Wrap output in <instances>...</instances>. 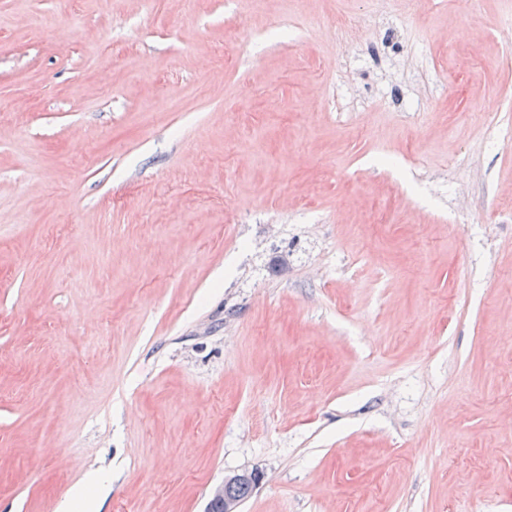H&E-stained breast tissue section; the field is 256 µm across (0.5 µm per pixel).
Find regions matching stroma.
<instances>
[{
    "label": "stroma",
    "instance_id": "obj_1",
    "mask_svg": "<svg viewBox=\"0 0 512 512\" xmlns=\"http://www.w3.org/2000/svg\"><path fill=\"white\" fill-rule=\"evenodd\" d=\"M512 512V0H0V512ZM259 479V474L255 472H243L225 476L222 484L218 485L211 492L206 511L213 512L218 508L221 512H240L239 507L243 502L238 498L242 500L249 498L252 494L253 487L249 484L235 485L229 489L228 487L241 481H248L251 485L256 486ZM227 492L231 496L228 495Z\"/></svg>",
    "mask_w": 512,
    "mask_h": 512
}]
</instances>
